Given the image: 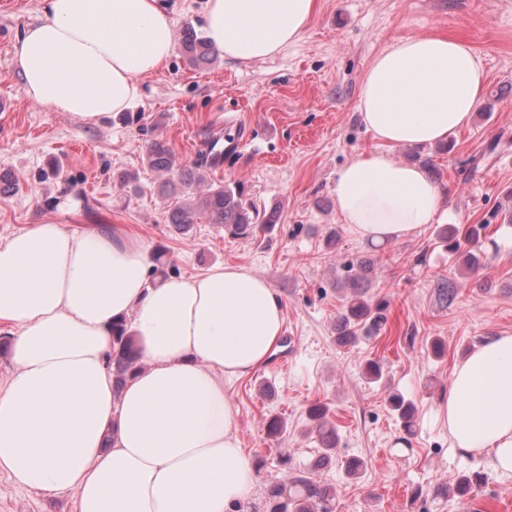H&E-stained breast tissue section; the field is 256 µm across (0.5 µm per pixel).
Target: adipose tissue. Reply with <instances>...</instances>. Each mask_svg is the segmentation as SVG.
<instances>
[{
  "label": "adipose tissue",
  "mask_w": 512,
  "mask_h": 512,
  "mask_svg": "<svg viewBox=\"0 0 512 512\" xmlns=\"http://www.w3.org/2000/svg\"><path fill=\"white\" fill-rule=\"evenodd\" d=\"M316 0H206L205 35L225 59L261 61L297 43ZM14 44L30 101L95 124L129 109L141 78L175 50L165 0H44ZM485 87L464 41H393L358 88L379 142L336 173V212L373 245L414 236L445 192L394 146L447 141ZM149 245L105 226L32 224L0 241V326L15 368L0 382V472L18 488L71 492L76 512H229L256 471L225 381L251 375L284 332L282 299L246 266H216L148 286ZM126 318L145 367L114 392L112 324ZM454 448L512 477V335L458 364L439 401Z\"/></svg>",
  "instance_id": "adipose-tissue-1"
}]
</instances>
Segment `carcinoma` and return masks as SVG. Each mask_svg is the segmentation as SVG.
Returning <instances> with one entry per match:
<instances>
[{
    "mask_svg": "<svg viewBox=\"0 0 512 512\" xmlns=\"http://www.w3.org/2000/svg\"><path fill=\"white\" fill-rule=\"evenodd\" d=\"M182 53L187 63L199 68L215 59V50L206 39L192 28L183 31ZM148 166L164 174L174 171V153L165 140L155 139L147 147ZM166 192L187 195L185 201L177 205L168 217V223L182 234L188 233L193 225L205 219L210 224L224 225V231L233 237L255 239L262 232L272 229L278 223L276 210H261L243 198L241 185L231 182L215 186L208 182L203 165L182 169L177 178L163 182ZM460 230L453 224H445L438 232L439 243L452 254L460 248ZM347 278L350 292L343 300L342 311L336 318V342L341 346L355 347L365 340L378 337L385 329L389 312V303L385 299L373 300L367 296L364 283L370 280L374 271V262L360 260L351 263ZM433 288L437 300L448 306L457 298L455 283L443 275L434 277ZM115 350L109 359L115 389L143 367L141 353L136 337L129 330L128 322L120 320L112 327ZM389 405L401 422V426L411 430L416 412L415 403L399 393L389 396ZM329 409L322 403L308 408L307 416L311 431L315 432L322 445L321 454L312 465L311 471L291 473L286 479L268 486L266 490V512H336V491L325 482L314 478V473L326 467L336 449L337 433L328 419ZM480 484L477 475L460 476L454 490L462 497L475 492Z\"/></svg>",
    "mask_w": 512,
    "mask_h": 512,
    "instance_id": "1",
    "label": "carcinoma"
}]
</instances>
